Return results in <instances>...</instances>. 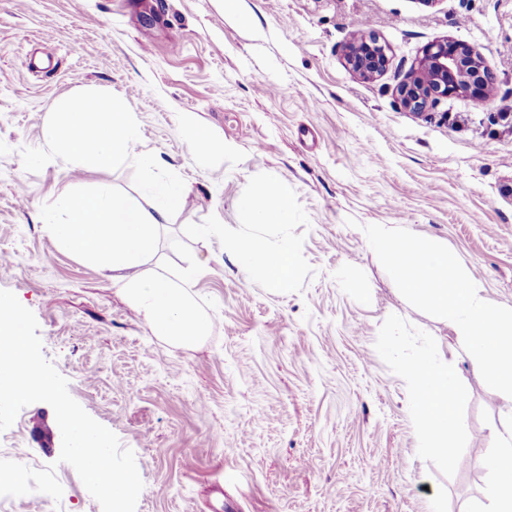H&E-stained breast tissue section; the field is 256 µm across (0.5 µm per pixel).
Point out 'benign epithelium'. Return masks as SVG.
Instances as JSON below:
<instances>
[{
  "label": "benign epithelium",
  "mask_w": 512,
  "mask_h": 512,
  "mask_svg": "<svg viewBox=\"0 0 512 512\" xmlns=\"http://www.w3.org/2000/svg\"><path fill=\"white\" fill-rule=\"evenodd\" d=\"M386 60V46L380 44L372 33H357L345 54L346 64L364 80L377 77ZM475 74L480 75L488 84L487 91H492L493 73L479 50L471 48L465 53H450L448 42H433L411 67L407 81L397 89V96L405 109L420 114L452 92L468 91V85Z\"/></svg>",
  "instance_id": "obj_1"
}]
</instances>
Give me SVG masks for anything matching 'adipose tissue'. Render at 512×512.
I'll return each mask as SVG.
<instances>
[{
	"label": "adipose tissue",
	"mask_w": 512,
	"mask_h": 512,
	"mask_svg": "<svg viewBox=\"0 0 512 512\" xmlns=\"http://www.w3.org/2000/svg\"><path fill=\"white\" fill-rule=\"evenodd\" d=\"M44 137L75 168H109L134 155L140 130L129 113L86 97L51 113ZM143 165L149 172V206L101 186L60 200L47 212L45 229L58 250L118 285L155 335L190 346L209 336L212 321L183 288L182 273L160 272L150 265L160 230L181 207L186 187L173 177L156 175L155 159H144ZM241 206L257 224H281L288 217L287 196L270 182L259 184ZM232 248L248 269L287 287L294 262L290 246L274 252L249 237L233 239ZM407 378L428 449L446 454L460 424L457 410L448 405L457 396L453 366L423 358L411 364Z\"/></svg>",
	"instance_id": "adipose-tissue-1"
}]
</instances>
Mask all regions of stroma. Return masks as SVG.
Listing matches in <instances>:
<instances>
[{"mask_svg": "<svg viewBox=\"0 0 512 512\" xmlns=\"http://www.w3.org/2000/svg\"><path fill=\"white\" fill-rule=\"evenodd\" d=\"M0 0V289L38 322L71 396L136 458V512H465L486 502L480 465L506 414L454 331L398 291L363 231L403 228L447 246L512 308V0ZM387 46L365 82L343 52L359 29ZM482 51L483 109L453 94L402 107L396 88L424 48ZM133 113L137 157L76 169L45 140L48 113L84 94ZM226 150L197 155L185 119ZM186 186L154 265L193 268L185 289L211 318L180 347L155 336L95 269L59 251L43 216L99 185L145 202L141 157ZM279 183L288 220L252 223L240 201ZM219 223L205 240L196 224ZM294 255L287 287L244 270L230 238ZM457 367L460 430L430 452L406 369ZM261 412L252 423L253 412ZM52 407L23 408L0 459L53 466L60 499L32 492L7 512H102L60 462Z\"/></svg>", "mask_w": 512, "mask_h": 512, "instance_id": "35a3bbf8", "label": "stroma"}]
</instances>
